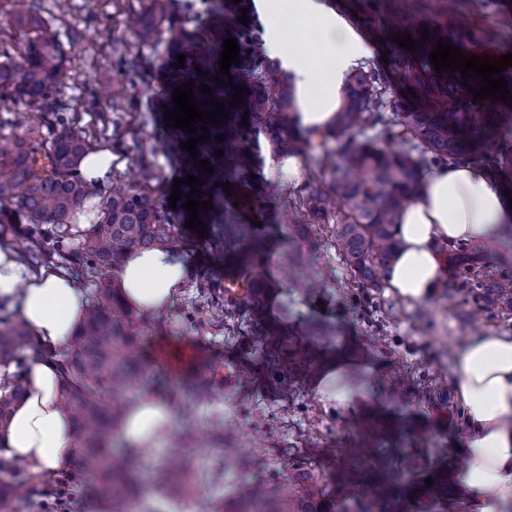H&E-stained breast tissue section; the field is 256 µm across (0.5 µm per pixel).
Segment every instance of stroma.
I'll use <instances>...</instances> for the list:
<instances>
[{"instance_id": "1", "label": "stroma", "mask_w": 512, "mask_h": 512, "mask_svg": "<svg viewBox=\"0 0 512 512\" xmlns=\"http://www.w3.org/2000/svg\"><path fill=\"white\" fill-rule=\"evenodd\" d=\"M363 3L337 0L335 8L365 35L389 17L405 28L436 24L453 3L475 27L493 33L498 46L512 51V0H379L375 14L367 13ZM145 6V0H68L61 11L56 0H40V14L66 57L61 101L68 119L95 144L111 148L119 173L136 176L142 163H150L162 196L168 197L181 170L166 131L164 87L148 71L127 78L125 68L129 47L139 42L137 21ZM122 79L128 93L116 106L110 91ZM293 193V188L271 184L256 195L236 189L231 198L238 203L240 223H261L259 232L277 264V296L295 310V327L311 320L335 325L334 344L369 370L377 392L355 404L331 406L310 380L293 400H283L265 379L266 345L255 340L248 324L224 320V280L232 270L219 259L222 225H207L201 234L185 229L182 254L191 267L189 280L169 314L148 319L137 331L151 353L162 347L175 357L193 341L212 346L218 357L213 378L193 376L188 369L170 375L163 396L175 411V428L194 429L193 487L190 495L164 497L142 479L143 505L150 512H189L201 500L207 512L223 505L228 486L238 478L225 471L212 437L219 424L225 439L253 456L250 477L255 481L286 477L300 462L326 475L351 464V448L371 413L395 417L403 435L425 441L427 454L417 472L397 463L402 486L424 484L435 472L461 465L465 420L453 389L455 358L478 333H512V311L480 310L464 300L450 278L427 302L403 301L386 288L363 295L329 234L309 238L283 224ZM304 282L316 283L317 293H302ZM201 283L208 292L198 291ZM243 353L254 377L225 385V367L236 366Z\"/></svg>"}]
</instances>
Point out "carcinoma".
Returning <instances> with one entry per match:
<instances>
[{
    "mask_svg": "<svg viewBox=\"0 0 512 512\" xmlns=\"http://www.w3.org/2000/svg\"><path fill=\"white\" fill-rule=\"evenodd\" d=\"M21 1L40 2L8 0L14 5L11 16L15 25L28 36L18 59L0 61V101L42 114L50 112L52 124L60 130L48 139L36 128L25 137L0 133V200L19 193L16 220L25 225L26 259L50 261L56 256L79 280L89 272L100 275L75 345L58 352L64 379L61 399L74 417L78 445L72 482L97 499L126 507L141 500L138 468L145 453L134 448L112 452L110 438L122 421V408L107 404V399L133 391L155 394L159 374L149 371L133 331L135 314L119 300L107 275L128 249H179L180 225L161 202L157 186L152 184L151 166L146 163L137 180L114 172L107 184L93 189L82 179L80 161L92 149L93 141L56 109L63 51L46 33L40 14L19 6ZM203 2L201 24L189 28L184 17L197 12V0H147L141 34L145 41L162 47L159 64L138 52L127 60L131 77L147 67L157 68L170 98L176 87L193 82L196 102L211 112L216 111L212 103L232 99V87H247L244 102L225 107L229 112L226 124L199 121L196 126L200 130L194 135L173 128L179 143L191 136L198 138L199 160L179 149L182 176L190 174L203 181L201 197L192 200L217 198L223 190L215 186L217 182H230L231 190L249 185L250 175L263 166L259 133L275 155L311 154L319 170L303 182L293 207L305 211L307 228L314 233L336 220L333 237L347 269L362 288L384 287L386 268L399 249L394 227L402 209L417 195L422 169L490 156L512 136V105L493 99L473 103L472 92L481 85L479 78L465 80L458 71L440 74L428 55L440 41L458 46L464 53L471 46L486 52L495 44L463 15L449 13L446 24L426 30L429 39L418 42L415 54L400 60L403 78L416 97L392 98L378 72L355 68L346 79L333 121L315 138L290 129V115L296 111L293 85L279 62L261 50L253 27L238 22L245 2L232 7L224 0ZM229 37L240 47L239 71L232 81L219 73L218 64L223 41ZM179 54L185 55V63L177 69ZM197 65L201 70H195ZM216 76L218 83L214 82ZM204 85L212 88L211 93L200 92ZM246 112L249 119L245 123L242 117ZM203 125L209 129L208 140L200 139ZM368 130L376 134L368 136ZM217 135L224 141L215 140ZM358 135L364 139L356 140ZM387 135L406 141L408 147L398 151L378 147L376 142ZM218 149L223 156H215ZM202 159L209 161L212 172L201 169ZM91 196L98 198L95 225L82 235L75 249L57 253L56 236L46 226L57 231L67 228L69 218ZM199 214L204 224L224 225L227 259L234 267L235 282L245 289L242 295L224 297V317L255 321V335L276 350L268 378L284 396H292L299 381L325 368L332 352L315 344L331 335V327L313 322L299 338L284 333L293 314L283 305L278 317L269 316L267 302L276 285L258 273L266 248L255 226L235 223L233 214L217 204ZM442 251L447 253L448 269L460 280V291L486 308L512 309V280L503 283L478 274L476 259L454 245ZM28 337L20 318L0 305V364L22 366L18 351ZM25 392L24 378L18 373L11 391L0 396V432L7 429L13 406ZM378 440V427L368 426L353 450L354 466L340 473L345 499L353 503L347 512H385L395 498L398 481L392 458L378 447ZM254 467V461L238 449H224L225 469L243 475ZM2 472L9 473V479L0 480V512H6L16 498V489L36 476L5 459H0ZM189 480L182 459L161 465L153 473L154 485L173 495L184 493ZM230 495L234 512H335L327 485L303 468L292 469L288 478L266 488L241 485Z\"/></svg>",
    "mask_w": 512,
    "mask_h": 512,
    "instance_id": "carcinoma-1",
    "label": "carcinoma"
}]
</instances>
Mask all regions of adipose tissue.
Masks as SVG:
<instances>
[{"label":"adipose tissue","instance_id":"adipose-tissue-1","mask_svg":"<svg viewBox=\"0 0 512 512\" xmlns=\"http://www.w3.org/2000/svg\"><path fill=\"white\" fill-rule=\"evenodd\" d=\"M267 21L265 50L279 59L295 88L293 127L324 131L340 104L346 73L373 54L365 39L328 0H258ZM296 19L313 44L301 52L284 45L275 28L282 16ZM512 223L508 203L487 168L471 161L428 168L419 193L395 227L400 251L386 285L407 301L431 299L445 278L439 247L499 240ZM187 262L161 250H127L116 269L122 300L147 316L168 310L188 275ZM0 302L18 309L41 352L25 362L27 393L0 434L7 458L41 474L66 470L77 442L71 413L59 402L62 374L56 351L69 345L89 304L86 290L68 273L49 266L30 272L0 239ZM454 390L466 423L465 464L460 479L477 498L478 512H501L512 502V335L487 332L471 338L455 359ZM175 422L170 403L145 395L129 404L120 435L132 447L153 449Z\"/></svg>","mask_w":512,"mask_h":512}]
</instances>
